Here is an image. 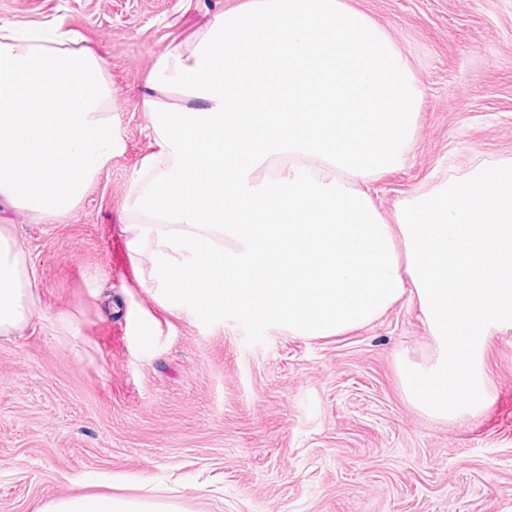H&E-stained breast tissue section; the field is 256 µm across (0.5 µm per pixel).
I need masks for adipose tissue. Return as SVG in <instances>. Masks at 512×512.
Masks as SVG:
<instances>
[{
  "label": "adipose tissue",
  "mask_w": 512,
  "mask_h": 512,
  "mask_svg": "<svg viewBox=\"0 0 512 512\" xmlns=\"http://www.w3.org/2000/svg\"><path fill=\"white\" fill-rule=\"evenodd\" d=\"M51 24L0 19V198L56 222L86 195L122 149L110 111L105 62ZM21 249L0 228V335L33 318ZM43 512H174L170 505L108 493L64 496Z\"/></svg>",
  "instance_id": "1"
}]
</instances>
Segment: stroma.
Returning <instances> with one entry per match:
<instances>
[{
    "label": "stroma",
    "instance_id": "35a3bbf8",
    "mask_svg": "<svg viewBox=\"0 0 512 512\" xmlns=\"http://www.w3.org/2000/svg\"><path fill=\"white\" fill-rule=\"evenodd\" d=\"M242 0H0V18L54 22L105 61L123 149L59 222L0 199L33 274L36 313L0 335V512L64 495L150 496L177 512H512V328L487 337L489 405L441 424L408 402L404 360L428 332L402 299L345 336L204 326L162 307L124 231L155 151L138 102L166 54ZM403 50L422 90L402 168L372 183L386 222L443 174L512 159V0H345ZM157 322L140 343L132 321Z\"/></svg>",
    "mask_w": 512,
    "mask_h": 512
}]
</instances>
